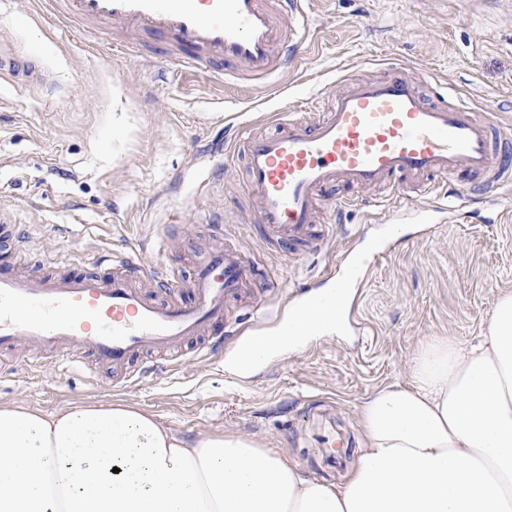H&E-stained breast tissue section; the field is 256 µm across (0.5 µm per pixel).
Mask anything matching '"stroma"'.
Instances as JSON below:
<instances>
[{
    "label": "stroma",
    "instance_id": "obj_1",
    "mask_svg": "<svg viewBox=\"0 0 512 512\" xmlns=\"http://www.w3.org/2000/svg\"><path fill=\"white\" fill-rule=\"evenodd\" d=\"M313 36L296 68L276 86H223L177 75L166 41L147 32L58 21L42 0H0V49L40 69L46 85L0 76V213L26 247L23 272L57 277L94 272L54 257L57 249L107 251L143 265L174 263L192 272L193 251L243 249L255 288L268 276L311 283L376 223L359 207L325 252L292 245L294 260L269 256L252 209L241 160L227 142L233 125L269 130L282 101L323 111L346 83L385 74L388 59L408 65L430 103L449 97L512 133V0H309ZM143 57H126L121 43ZM222 171L219 183L207 181ZM474 208L429 238L404 227L405 243L379 257L359 299L368 336L328 334L248 375L225 370L224 349L148 376L126 388L84 355L81 368L53 364L0 375V403L54 413L83 401H125L186 437L235 430L299 463L307 476L339 482L314 446L318 415L361 436L359 408L377 388L409 380L410 359L430 336L466 343L482 333L499 293L512 291V186L501 223Z\"/></svg>",
    "mask_w": 512,
    "mask_h": 512
}]
</instances>
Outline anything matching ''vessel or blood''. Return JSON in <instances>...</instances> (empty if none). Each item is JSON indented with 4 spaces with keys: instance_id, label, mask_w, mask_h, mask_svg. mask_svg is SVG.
<instances>
[{
    "instance_id": "b4317fda",
    "label": "vessel or blood",
    "mask_w": 512,
    "mask_h": 512,
    "mask_svg": "<svg viewBox=\"0 0 512 512\" xmlns=\"http://www.w3.org/2000/svg\"><path fill=\"white\" fill-rule=\"evenodd\" d=\"M62 19L118 24L130 31L165 37L174 62L185 71L216 80L269 81L295 67L311 37L307 0H46ZM277 130L255 135L238 128L232 149L243 153L264 241L273 248L296 242L323 251L319 219L334 221L345 208L385 210L402 188L421 196L374 228L380 242L394 240L397 219L430 233L435 214H457L463 203H483L512 184V164L498 158L493 144L501 131L458 101L429 104L409 67L390 62L382 78L350 85L329 112L307 120L294 106L279 109ZM448 177L447 191L432 178ZM375 255L348 253L336 263L333 296L292 293L290 311L269 301L258 319L274 321L296 335V314L304 299L338 306V320L354 324L356 309L347 288L364 285ZM93 265L107 276H27L0 263V354L28 345L54 363L71 364L77 349L89 351L117 384L142 378L132 370L135 356L153 354L157 368L170 371L216 351L238 322L231 303L253 284L251 264L238 249L213 246L196 253L186 301L158 299L152 288L175 292L181 284L174 266L142 269L128 258L105 253Z\"/></svg>"
}]
</instances>
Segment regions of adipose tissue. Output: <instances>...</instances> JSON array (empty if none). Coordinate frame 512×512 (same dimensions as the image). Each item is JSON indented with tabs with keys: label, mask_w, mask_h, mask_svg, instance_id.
Listing matches in <instances>:
<instances>
[{
	"label": "adipose tissue",
	"mask_w": 512,
	"mask_h": 512,
	"mask_svg": "<svg viewBox=\"0 0 512 512\" xmlns=\"http://www.w3.org/2000/svg\"><path fill=\"white\" fill-rule=\"evenodd\" d=\"M360 425L331 484L255 437L186 439L125 402L0 404V512H512V293L467 343L424 340Z\"/></svg>",
	"instance_id": "1"
}]
</instances>
